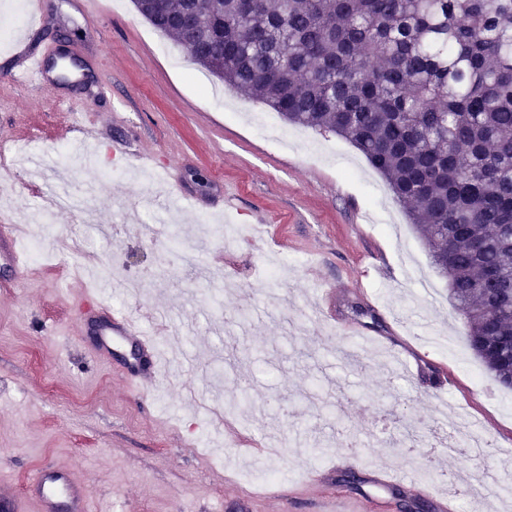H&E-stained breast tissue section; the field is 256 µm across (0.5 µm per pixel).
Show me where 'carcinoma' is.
Listing matches in <instances>:
<instances>
[{"mask_svg": "<svg viewBox=\"0 0 512 512\" xmlns=\"http://www.w3.org/2000/svg\"><path fill=\"white\" fill-rule=\"evenodd\" d=\"M132 2L220 81L364 155L512 390V0Z\"/></svg>", "mask_w": 512, "mask_h": 512, "instance_id": "cac0c4a2", "label": "carcinoma"}]
</instances>
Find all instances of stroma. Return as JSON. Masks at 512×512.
<instances>
[{
	"mask_svg": "<svg viewBox=\"0 0 512 512\" xmlns=\"http://www.w3.org/2000/svg\"><path fill=\"white\" fill-rule=\"evenodd\" d=\"M48 23L30 34L19 0H0V136L42 147V175H0V215L25 229L58 169L66 188L99 191L87 214L58 208L46 259L28 266L23 289L0 262V479L22 488L37 466L60 462L92 490L93 512H226L248 497L252 512H292L291 504L347 497L358 512H395L389 491L372 482L387 465L418 474L405 444L434 437L443 371L455 383L449 407L486 427L502 457H512V391L484 371L469 348L448 280L384 178L349 142L293 126L193 63L154 29L131 0H44ZM33 37L53 64L44 84L16 79L15 44ZM96 125L97 141L73 127ZM155 158L141 175L129 161ZM206 176L200 189L192 173ZM223 189L239 213H219L238 235L211 236L205 199ZM180 195L179 236H158L167 198ZM209 256L202 277L179 248ZM382 275H365L368 253ZM290 260L278 280L269 257ZM103 263L115 311L140 306L157 344L188 357L164 364L167 387L131 391L128 346L111 366L95 360L90 302L69 287H93ZM334 307L316 315L318 294ZM417 316L445 347L421 348L420 383L403 376L383 349L411 346ZM368 327L379 345L349 336ZM209 435L213 449L197 446ZM366 452L353 490L330 478L308 484L306 456L329 464L347 435ZM274 436L286 454L257 444ZM280 476L263 486V468Z\"/></svg>",
	"mask_w": 512,
	"mask_h": 512,
	"instance_id": "1",
	"label": "stroma"
}]
</instances>
